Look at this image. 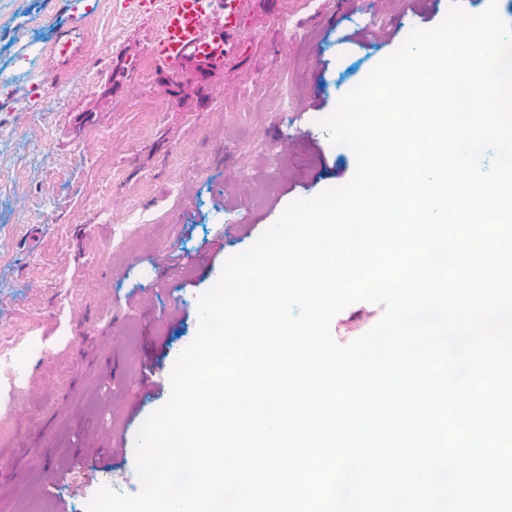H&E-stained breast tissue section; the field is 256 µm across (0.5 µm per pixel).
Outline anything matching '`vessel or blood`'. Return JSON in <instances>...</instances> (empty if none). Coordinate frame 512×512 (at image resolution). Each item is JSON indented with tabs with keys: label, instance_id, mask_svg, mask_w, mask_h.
Here are the masks:
<instances>
[{
	"label": "vessel or blood",
	"instance_id": "vessel-or-blood-1",
	"mask_svg": "<svg viewBox=\"0 0 512 512\" xmlns=\"http://www.w3.org/2000/svg\"><path fill=\"white\" fill-rule=\"evenodd\" d=\"M249 0H222L224 12V39L232 41L237 34ZM210 13L201 7L200 0H169L163 15L160 50L163 55L175 58L189 46L203 47L204 31Z\"/></svg>",
	"mask_w": 512,
	"mask_h": 512
}]
</instances>
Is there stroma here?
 I'll list each match as a JSON object with an SVG mask.
<instances>
[{
    "instance_id": "stroma-1",
    "label": "stroma",
    "mask_w": 512,
    "mask_h": 512,
    "mask_svg": "<svg viewBox=\"0 0 512 512\" xmlns=\"http://www.w3.org/2000/svg\"><path fill=\"white\" fill-rule=\"evenodd\" d=\"M70 2L0 0V512H34L50 478L49 512L134 492L136 434L199 296L287 204L354 172L319 119L412 29L489 0H252L237 54L189 106L162 84L167 0ZM381 314L351 304L332 333L348 343Z\"/></svg>"
}]
</instances>
